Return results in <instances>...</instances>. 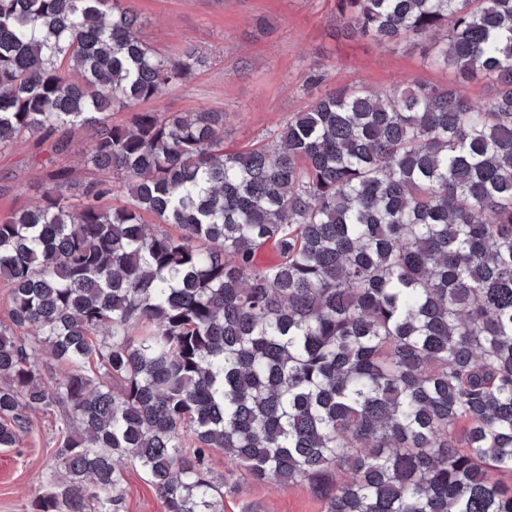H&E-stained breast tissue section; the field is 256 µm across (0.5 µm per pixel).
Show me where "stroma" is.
Listing matches in <instances>:
<instances>
[{
    "label": "stroma",
    "mask_w": 512,
    "mask_h": 512,
    "mask_svg": "<svg viewBox=\"0 0 512 512\" xmlns=\"http://www.w3.org/2000/svg\"><path fill=\"white\" fill-rule=\"evenodd\" d=\"M139 17V35L155 52L174 55L195 48L207 65L149 104L161 112L208 110L224 115V148L237 151L261 145L267 133L289 114L309 106L321 88L366 86L385 92L395 84L421 81L442 86L452 75L428 69L422 45L390 48L368 38L347 37L336 28V0H121ZM312 73L321 85L308 84ZM86 135L55 151L54 139L22 138L0 150V222L31 205L42 189L46 159L76 169L80 183L91 180L83 165ZM58 410L32 414L28 432L15 447L0 448L12 467L0 481V512H30L41 475L58 441ZM120 512H165L144 475L121 462ZM211 473L224 485V512H323L324 505L303 484H257L213 452Z\"/></svg>",
    "instance_id": "stroma-1"
}]
</instances>
